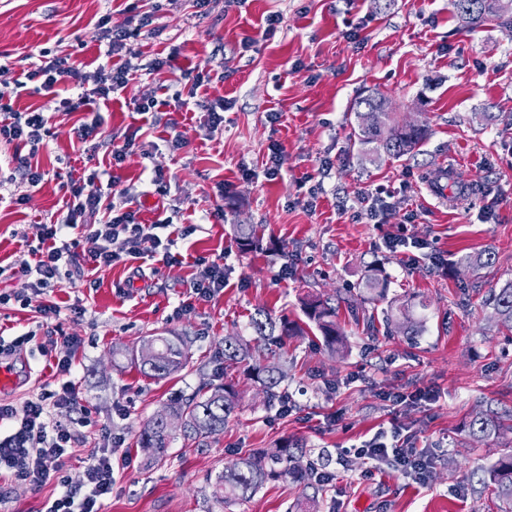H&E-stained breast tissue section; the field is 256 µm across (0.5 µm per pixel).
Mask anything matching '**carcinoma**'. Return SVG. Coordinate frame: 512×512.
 <instances>
[{
  "mask_svg": "<svg viewBox=\"0 0 512 512\" xmlns=\"http://www.w3.org/2000/svg\"><path fill=\"white\" fill-rule=\"evenodd\" d=\"M457 16L467 28L497 22L512 27V0H450ZM355 112L357 131L355 143L361 150L376 159L381 154L401 158L414 152L426 139L427 128L423 125L408 126L396 119L390 110V101L380 93L366 95L357 101ZM236 238L244 250L257 248L262 236L256 224L236 225ZM366 292L377 299L387 292L388 279L378 272L370 274L365 282ZM495 314L501 323L512 328V282L493 294ZM412 302L398 303L384 312L382 322L386 334L398 319H408ZM303 311L315 324L331 349L342 342L343 333L336 323V305L331 298L312 296L303 302ZM250 328L256 335V345L240 336L224 337V377L222 384H211L206 391L174 402L167 407L170 414L183 420V436L187 440L202 441L224 431L237 408V393L229 375L247 364L249 374L259 382L268 402L284 404L287 391L282 387L284 372L275 365L264 363L263 345L275 342L280 345L290 336H300L304 329L283 318L273 320L265 311L257 310L251 318ZM187 341L181 336H150L142 341L136 354L139 371L147 377L162 379L189 367ZM468 433L474 438H503L512 434V411L481 410L472 416ZM171 442V434L152 418L146 421L139 433V446L152 451L155 461H161ZM299 441H284L272 452L241 455L224 467L213 482V495L220 505L244 500L267 481L286 477L294 472V453L301 448ZM487 483L493 486L497 498L512 512V453L501 456L486 470Z\"/></svg>",
  "mask_w": 512,
  "mask_h": 512,
  "instance_id": "cac0c4a2",
  "label": "carcinoma"
}]
</instances>
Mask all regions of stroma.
<instances>
[{"mask_svg":"<svg viewBox=\"0 0 512 512\" xmlns=\"http://www.w3.org/2000/svg\"><path fill=\"white\" fill-rule=\"evenodd\" d=\"M125 0H0V104L18 112L39 108L51 115V135L36 159L45 180L31 187L17 179L29 149L0 142V337L44 335L39 310L61 309L59 326L79 340L71 378L87 410L76 425L80 442L66 459L70 487L84 481L87 458L116 442L126 465L114 468L107 512H218L212 483L238 453L269 451L301 440L308 466L320 450L347 448L390 427L387 391L431 387L435 404L403 410L400 419L416 434L418 447L443 455L417 484L388 470L367 476V465L350 458L324 486L318 512H500L501 502L482 481L483 470L512 451V435L475 440L468 423L481 410L512 409V329L499 322L487 298L512 281V28L495 24L463 27L448 0H150L130 13ZM280 15L274 34L265 19ZM139 29L131 40L141 62L175 55L176 66L196 67L208 80L201 101L223 99L224 127L212 134L200 109L178 107L174 73L132 72L124 91L70 112L58 98L16 85V78L44 59L71 56L93 72L100 54L97 22ZM376 91L400 118L427 125L429 138L413 160L372 162L353 143L355 101ZM160 104L142 114V100ZM488 110L500 118L478 123ZM278 113L270 121L269 113ZM100 118L116 140L132 137L120 167L122 185L137 191L147 224L193 225L170 251L119 263L83 276L84 256L61 262L58 287L33 292L20 268L33 256L24 238L34 224H53L66 208L61 176L97 173L89 194L105 189L110 146L86 150L75 133L81 122ZM182 136L186 148L168 152L165 141ZM286 155L278 176L262 175L269 148ZM162 166L170 192L149 191L154 166ZM258 170L257 178L243 169ZM323 191L310 198L312 180ZM394 194L396 212L387 223L353 220L361 196L376 187ZM223 210V220L213 217ZM414 212L407 234L445 256L448 267L433 271L407 265L401 253L379 243L401 214ZM239 224L264 227L263 246L242 250ZM487 250L494 259L475 270L464 257ZM224 259V290L194 303L191 315L173 310L190 294L203 266L197 258ZM292 263L283 273L284 263ZM381 268L389 294L418 303L420 336L396 332L374 336L357 324L352 309L371 308L361 282L368 267ZM322 294L339 304L337 321L344 352L331 353L316 329L288 339L272 356L282 366L292 402L290 414L268 405L259 384L238 371L233 382L238 407L223 433L203 444L173 430L167 457L152 463L139 447L142 425L172 401L224 381V339H254L249 321L256 310L273 319L305 322L302 296ZM82 307L74 315V307ZM183 336L189 368L163 380L146 377L132 355L150 336ZM20 379L0 400L22 404L57 384L33 344L15 346L6 359ZM305 481H267L254 495L225 512H295ZM58 494L0 482V512H44Z\"/></svg>","mask_w":512,"mask_h":512,"instance_id":"stroma-1","label":"stroma"}]
</instances>
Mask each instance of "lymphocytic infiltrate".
<instances>
[{
	"label": "lymphocytic infiltrate",
	"instance_id": "1",
	"mask_svg": "<svg viewBox=\"0 0 512 512\" xmlns=\"http://www.w3.org/2000/svg\"><path fill=\"white\" fill-rule=\"evenodd\" d=\"M130 32L106 30L100 33V41L107 49L93 74L82 73L69 57H56L44 65L28 71L26 80H39L41 91L53 92L56 85L68 82L82 86L77 100L69 102L71 110H78L110 93L125 89L129 73L133 71V58L137 53L128 47ZM124 54L121 64L112 58ZM50 135L46 113L33 110L12 113L9 122L0 124V141H19L39 149ZM108 193L85 194L80 180L68 178L65 187L69 193L67 213L57 224L33 225L37 241L33 249V263L24 264L23 275L30 277L35 291L57 285L60 279V262L69 253L71 244L62 241L63 230H71L75 240L88 246V257L95 268L109 267L119 262L144 258L145 245L162 249L161 238L152 225L139 221L134 210L135 196L130 187L120 184L119 177L109 176ZM109 213V220L98 218L99 211ZM22 342H35L43 357L52 359V367L62 382L55 391H48L24 402L22 406L0 402V423L8 422L6 433L0 434V476L39 489L53 484L59 489L57 497L46 512H105L107 499L114 483L112 449L101 448L94 452L85 468L83 488L67 487L62 476L66 458L78 441V435L70 426L52 420L51 409L78 407L79 392L69 375L73 365L75 337L54 338L46 335L44 341H35L33 333L23 334ZM391 442H384L382 435H374L352 448L337 449L335 455L323 456L319 476L331 480V464L345 465L350 457L364 459L370 470L394 469L414 482H424L435 460L429 449L417 447L413 434L407 433L399 422L391 424Z\"/></svg>",
	"mask_w": 512,
	"mask_h": 512
}]
</instances>
